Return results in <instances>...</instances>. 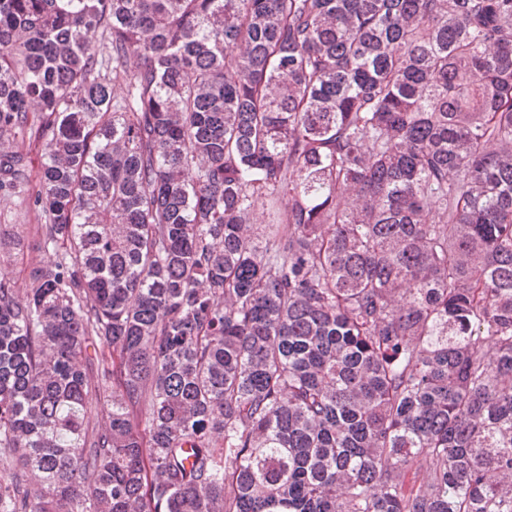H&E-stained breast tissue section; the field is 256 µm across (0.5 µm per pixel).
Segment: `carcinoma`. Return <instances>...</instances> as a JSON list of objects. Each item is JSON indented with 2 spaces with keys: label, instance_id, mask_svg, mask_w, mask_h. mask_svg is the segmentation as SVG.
<instances>
[{
  "label": "carcinoma",
  "instance_id": "1",
  "mask_svg": "<svg viewBox=\"0 0 512 512\" xmlns=\"http://www.w3.org/2000/svg\"><path fill=\"white\" fill-rule=\"evenodd\" d=\"M24 138L0 512H512V0H0Z\"/></svg>",
  "mask_w": 512,
  "mask_h": 512
}]
</instances>
